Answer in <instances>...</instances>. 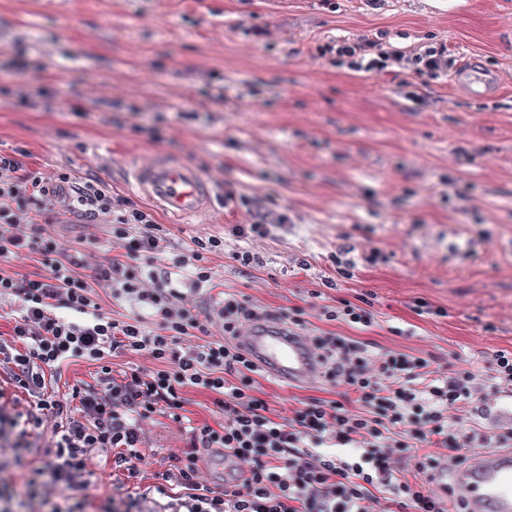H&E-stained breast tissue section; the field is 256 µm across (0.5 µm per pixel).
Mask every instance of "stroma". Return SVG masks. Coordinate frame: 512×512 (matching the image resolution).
I'll return each mask as SVG.
<instances>
[{"instance_id": "35a3bbf8", "label": "stroma", "mask_w": 512, "mask_h": 512, "mask_svg": "<svg viewBox=\"0 0 512 512\" xmlns=\"http://www.w3.org/2000/svg\"><path fill=\"white\" fill-rule=\"evenodd\" d=\"M380 31L404 49L447 41L451 63L466 54L497 76L495 93L473 97L447 76L422 87L419 105L406 97L408 74L356 73L316 55ZM14 148L31 151L45 178L68 170L124 196L129 160L193 164L213 187V211L191 224L157 219L169 268L195 239L224 240L207 256L214 290L179 285L180 305L211 317L213 338L227 289L268 309L306 308L311 321L312 290L324 305L370 292L373 326L341 334L475 374L483 406L463 418L475 434L463 460L487 451L482 435L512 431V393L487 383L497 351L512 350V0H0V150ZM228 188L237 201L225 202ZM258 212L289 221L232 236ZM42 232L64 253L98 240L93 266L124 251L99 217ZM243 248L258 265L234 261ZM343 248L349 279L333 261ZM329 278L336 287H324ZM258 387L281 416L331 395L319 377L287 388L262 375ZM142 429L138 478L96 456L89 487L35 496L27 480L40 449L0 447V512H99L153 485L186 433L161 415Z\"/></svg>"}]
</instances>
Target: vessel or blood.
<instances>
[{
    "instance_id": "vessel-or-blood-1",
    "label": "vessel or blood",
    "mask_w": 512,
    "mask_h": 512,
    "mask_svg": "<svg viewBox=\"0 0 512 512\" xmlns=\"http://www.w3.org/2000/svg\"><path fill=\"white\" fill-rule=\"evenodd\" d=\"M128 185L185 224L208 213L214 204L208 182L182 160L158 157L147 164H130ZM241 342L258 367L283 384L304 383L321 371L306 340L284 326L253 324ZM456 488L468 501L469 512H512V451L479 455L457 473Z\"/></svg>"
}]
</instances>
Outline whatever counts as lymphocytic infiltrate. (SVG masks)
I'll use <instances>...</instances> for the list:
<instances>
[{
	"instance_id": "obj_1",
	"label": "lymphocytic infiltrate",
	"mask_w": 512,
	"mask_h": 512,
	"mask_svg": "<svg viewBox=\"0 0 512 512\" xmlns=\"http://www.w3.org/2000/svg\"><path fill=\"white\" fill-rule=\"evenodd\" d=\"M319 58L355 72H408L420 86L448 72V46L421 43L402 51L381 38L329 42ZM70 208L112 217V234L125 241L123 256L85 274L82 250L60 253L41 225L57 224L59 196ZM166 235L151 209L105 185L60 173L44 179L31 152H0V300L14 308L9 340L0 339V377L27 402L0 390V441L33 447L44 420L55 427L35 477L61 488L87 486L93 455L106 457L112 472L136 477L146 460L140 423L160 414L188 423L185 391L210 396L219 424L188 423V442L168 458L152 491L106 504L103 512H148L150 495L162 512H370L375 493L385 512H467L452 488L436 494L432 476L441 461L430 446L459 452L462 444L450 411L475 407V377L467 369L432 374L427 358L399 350L372 351L368 344L330 331L337 323L364 330L374 323L372 294L321 306L320 327L311 328L299 307L262 309L235 292L224 294V336L213 339L198 314L173 310L172 276L154 288L142 285L144 268L164 255ZM33 259L40 271L19 274L12 262ZM111 282L112 298L128 303L132 316L118 320L93 298L91 278ZM258 321L310 331L321 377L338 389L335 399L299 400L279 417L256 392L258 368L238 341L244 324ZM145 352L157 361L151 372L116 371L112 360ZM96 364V381L76 384L68 398L46 392L48 377L70 363ZM354 397L358 409L346 408ZM244 460L248 469L217 493L198 480L209 452ZM418 453L414 478L402 475L391 457Z\"/></svg>"
}]
</instances>
